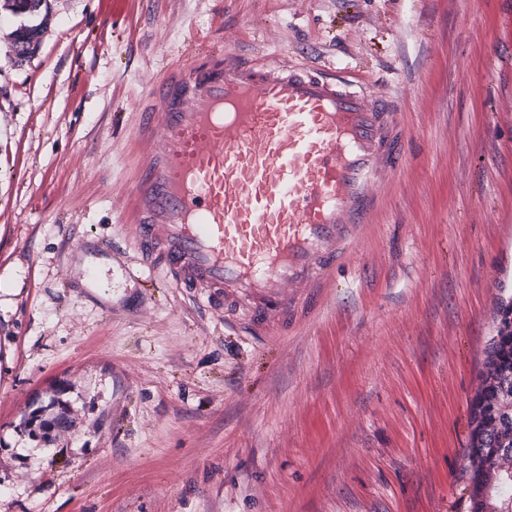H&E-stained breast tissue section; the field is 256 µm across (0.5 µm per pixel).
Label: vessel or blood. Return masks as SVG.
<instances>
[{
	"instance_id": "obj_1",
	"label": "vessel or blood",
	"mask_w": 512,
	"mask_h": 512,
	"mask_svg": "<svg viewBox=\"0 0 512 512\" xmlns=\"http://www.w3.org/2000/svg\"><path fill=\"white\" fill-rule=\"evenodd\" d=\"M198 53L147 91L127 219L142 265L121 268L136 282L164 264L225 323L273 333L375 222L379 181L407 159L397 99L352 66Z\"/></svg>"
}]
</instances>
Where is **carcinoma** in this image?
Here are the masks:
<instances>
[{
    "mask_svg": "<svg viewBox=\"0 0 512 512\" xmlns=\"http://www.w3.org/2000/svg\"><path fill=\"white\" fill-rule=\"evenodd\" d=\"M44 2L5 0L4 9L21 19L12 46L33 45L44 25L36 22ZM479 381L470 402L464 448L468 512H512V298L499 303Z\"/></svg>",
    "mask_w": 512,
    "mask_h": 512,
    "instance_id": "carcinoma-1",
    "label": "carcinoma"
}]
</instances>
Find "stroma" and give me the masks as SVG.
Instances as JSON below:
<instances>
[{"label": "stroma", "mask_w": 512, "mask_h": 512, "mask_svg": "<svg viewBox=\"0 0 512 512\" xmlns=\"http://www.w3.org/2000/svg\"><path fill=\"white\" fill-rule=\"evenodd\" d=\"M0 21V512H466L469 402L512 297V0H50ZM359 66L404 166L309 319L224 314L103 244L144 95L198 39ZM70 426L43 429L60 411ZM4 2L3 9L10 11L18 18H22L19 27L13 31L11 46L15 49L20 43L28 44L30 54L33 50V47H31V45L33 46V40L42 31L46 15H44L39 23L33 24V22L39 17L40 9L46 0H5Z\"/></svg>", "instance_id": "35a3bbf8"}]
</instances>
